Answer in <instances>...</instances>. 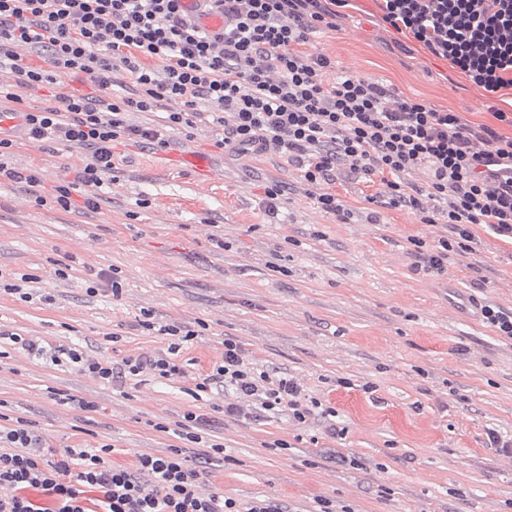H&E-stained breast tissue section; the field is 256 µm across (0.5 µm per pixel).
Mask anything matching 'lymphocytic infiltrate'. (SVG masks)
I'll use <instances>...</instances> for the list:
<instances>
[{
	"label": "lymphocytic infiltrate",
	"instance_id": "1",
	"mask_svg": "<svg viewBox=\"0 0 512 512\" xmlns=\"http://www.w3.org/2000/svg\"><path fill=\"white\" fill-rule=\"evenodd\" d=\"M336 2L211 0L224 16V31L210 36L180 13L178 0H0V65L53 99L31 113L29 139L63 141L89 153L74 181L49 190L39 171L12 167L14 143L4 139L0 178L23 183L39 206L68 210L80 200L98 210L115 145L166 144L161 130L131 124L129 113L177 99L184 109L167 113L166 127H189L204 102L222 128L217 148L286 158L325 211L343 210L325 190L337 178L388 173L387 190L373 204L407 208L420 223L444 230L421 255L427 271L443 273L450 253L472 252L474 225L512 239V139L359 76L326 81L330 58L302 47L320 28L335 27ZM381 10L386 23L447 59L483 95L512 86V0H381ZM19 43L30 46L36 62L14 53ZM123 73L134 80L128 95L105 99L104 90ZM75 77L82 88L68 86ZM420 169L428 174L422 190L408 180ZM427 198L435 208L424 206ZM141 324L172 342L156 359H125L127 374H179L175 354L195 330L160 326L149 315ZM238 350L225 341L203 385L224 383L270 413L306 422L318 400L305 398L294 380L270 381ZM38 441L23 425L0 429V484L15 490L0 499V512H282L271 499L244 511L232 498L201 492L198 472L176 446L139 457L132 471L111 462L108 444L68 448L53 462L33 453Z\"/></svg>",
	"mask_w": 512,
	"mask_h": 512
}]
</instances>
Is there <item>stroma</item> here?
<instances>
[{
  "instance_id": "1",
  "label": "stroma",
  "mask_w": 512,
  "mask_h": 512,
  "mask_svg": "<svg viewBox=\"0 0 512 512\" xmlns=\"http://www.w3.org/2000/svg\"><path fill=\"white\" fill-rule=\"evenodd\" d=\"M380 0H347L336 26L304 49L335 74L453 111L512 137V86L485 97L409 32L382 19ZM208 121L167 131L170 150L200 155L213 176L164 163L153 145L114 147L108 203L98 211L36 206L23 184L0 180V273L35 277L26 303L0 290V329L39 340L46 357L0 342V414L22 420L56 451L108 443L115 462L161 455L187 410L204 414L223 443L200 479L242 506L271 498L284 512H512V454L489 445L512 436V339L497 335L482 305L512 310V240L474 226L473 253L451 255L444 275L418 268L412 238L440 229L405 208H374L381 175L329 187L351 218L317 209L296 167L278 157L215 147ZM86 150L63 142H17L13 167L41 170L47 184L72 180ZM286 190L268 208L264 186ZM71 262L68 278L56 262ZM117 270L120 296L89 280ZM206 330L177 355L182 374L128 376L122 360L153 358L169 340L138 325ZM235 341L245 362L293 377L324 413L298 423L214 384L195 395L212 361ZM76 348L110 363L111 381L50 353ZM372 392H365V385ZM92 409H83V402ZM239 412L228 415L227 404Z\"/></svg>"
}]
</instances>
